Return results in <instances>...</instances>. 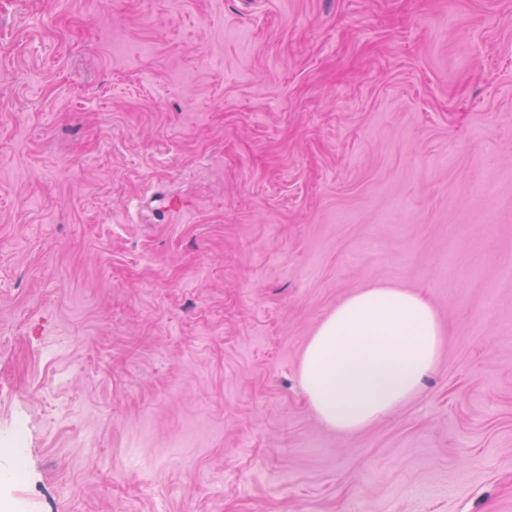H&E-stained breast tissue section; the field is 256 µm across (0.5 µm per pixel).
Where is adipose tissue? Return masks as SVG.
Masks as SVG:
<instances>
[{
	"label": "adipose tissue",
	"instance_id": "ef3b65f1",
	"mask_svg": "<svg viewBox=\"0 0 512 512\" xmlns=\"http://www.w3.org/2000/svg\"><path fill=\"white\" fill-rule=\"evenodd\" d=\"M441 336L423 293L364 289L318 326L304 352L300 386L329 428L363 429L419 388L437 363Z\"/></svg>",
	"mask_w": 512,
	"mask_h": 512
}]
</instances>
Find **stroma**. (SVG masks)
<instances>
[{"instance_id":"35a3bbf8","label":"stroma","mask_w":512,"mask_h":512,"mask_svg":"<svg viewBox=\"0 0 512 512\" xmlns=\"http://www.w3.org/2000/svg\"><path fill=\"white\" fill-rule=\"evenodd\" d=\"M507 268L512 0H0V512H512ZM374 284L440 353L343 434ZM441 336L423 293L366 288L320 323L304 352L300 386L329 428L363 429L419 388L437 363Z\"/></svg>"}]
</instances>
